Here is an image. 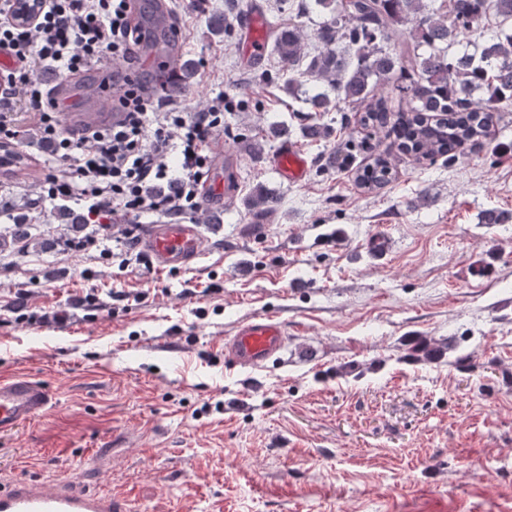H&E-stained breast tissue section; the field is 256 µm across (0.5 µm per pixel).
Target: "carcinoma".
<instances>
[{"label": "carcinoma", "mask_w": 512, "mask_h": 512, "mask_svg": "<svg viewBox=\"0 0 512 512\" xmlns=\"http://www.w3.org/2000/svg\"><path fill=\"white\" fill-rule=\"evenodd\" d=\"M327 12L316 36L321 51L302 55L303 35L285 24L273 39L274 50L290 65L305 63L302 76L326 80L336 92L309 89L296 79L288 92L309 112L359 114L365 128L395 132L400 150L417 161L453 158L488 136L495 113L512 104V27L500 29L473 49L453 50L493 12L512 21V0H448L446 11L424 0H313ZM144 18L156 23L158 43L166 46L171 21L158 7ZM412 24L410 39L400 41L395 25ZM194 63L186 61L167 82V90L186 89ZM395 177L390 161L375 156L358 169V185L380 189Z\"/></svg>", "instance_id": "carcinoma-1"}]
</instances>
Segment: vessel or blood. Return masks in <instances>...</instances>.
Instances as JSON below:
<instances>
[{"mask_svg":"<svg viewBox=\"0 0 512 512\" xmlns=\"http://www.w3.org/2000/svg\"><path fill=\"white\" fill-rule=\"evenodd\" d=\"M309 158L295 142L283 140L276 160L280 176L304 180ZM196 224H157L143 241L158 270L180 268L195 260L201 248ZM283 322L257 314L243 321L224 343V357L242 367L257 368L279 355L287 342ZM51 394L39 383L15 378L0 381V436L14 434L23 424L49 409ZM0 512H124L111 493L76 490L71 481L43 486L17 480L0 486Z\"/></svg>","mask_w":512,"mask_h":512,"instance_id":"b4317fda","label":"vessel or blood"}]
</instances>
